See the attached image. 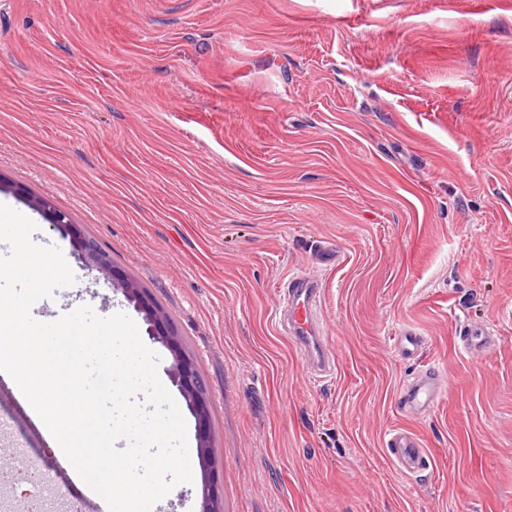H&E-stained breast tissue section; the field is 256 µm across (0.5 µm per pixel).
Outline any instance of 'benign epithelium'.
I'll return each mask as SVG.
<instances>
[{
  "label": "benign epithelium",
  "instance_id": "7a95c632",
  "mask_svg": "<svg viewBox=\"0 0 512 512\" xmlns=\"http://www.w3.org/2000/svg\"><path fill=\"white\" fill-rule=\"evenodd\" d=\"M33 206L46 215L52 227L63 228L67 231L85 266L107 277H112V285L123 293L147 324V332L151 339L161 344L169 352L171 363L167 371L170 380L196 420L198 454L203 458L208 457L210 448L208 389L194 360L183 350L180 339L173 330L166 313L125 276L115 272L97 244L82 233L80 225L71 223L66 213L55 209L44 200L33 203Z\"/></svg>",
  "mask_w": 512,
  "mask_h": 512
}]
</instances>
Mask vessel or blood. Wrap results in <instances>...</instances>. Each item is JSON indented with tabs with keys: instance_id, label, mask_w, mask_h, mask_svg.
<instances>
[{
	"instance_id": "vessel-or-blood-1",
	"label": "vessel or blood",
	"mask_w": 512,
	"mask_h": 512,
	"mask_svg": "<svg viewBox=\"0 0 512 512\" xmlns=\"http://www.w3.org/2000/svg\"><path fill=\"white\" fill-rule=\"evenodd\" d=\"M320 296V284L314 277L297 274L289 277L288 287L280 297L284 312L283 328L308 360L310 372L317 377L329 375L336 362L321 340V328L313 310ZM461 346L479 356L492 349L494 338L488 327L467 323L459 327ZM441 385L435 371L421 372L401 388L398 405L403 414L418 416L429 412L440 401ZM386 449L392 465L401 473L413 475L429 468L427 453L412 431L399 427L389 431Z\"/></svg>"
}]
</instances>
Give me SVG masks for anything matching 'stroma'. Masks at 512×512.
<instances>
[{
    "label": "stroma",
    "instance_id": "1",
    "mask_svg": "<svg viewBox=\"0 0 512 512\" xmlns=\"http://www.w3.org/2000/svg\"><path fill=\"white\" fill-rule=\"evenodd\" d=\"M70 215L162 306L210 398L224 512H512V9L490 0H0V204L58 246L88 305L146 325L72 240ZM342 262L312 261L317 242ZM321 284L337 359L308 373L280 325ZM498 336L475 356L456 329ZM425 344L411 359L394 341ZM443 397L398 412L425 370ZM0 415L66 479L24 402ZM414 432L428 470L398 472ZM202 467L152 512H198ZM385 446L392 465L402 474L413 475L430 466V458L419 438L406 428L390 430Z\"/></svg>",
    "mask_w": 512,
    "mask_h": 512
}]
</instances>
